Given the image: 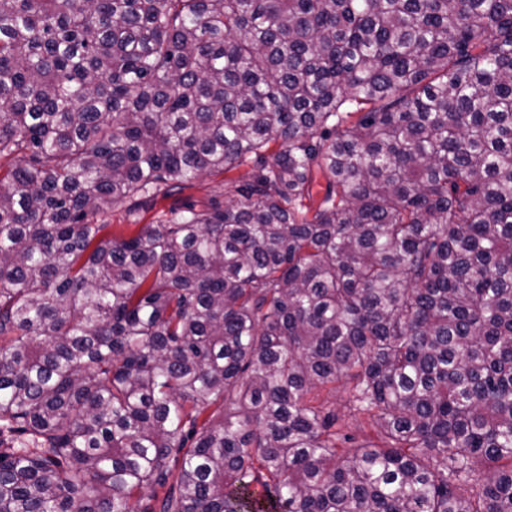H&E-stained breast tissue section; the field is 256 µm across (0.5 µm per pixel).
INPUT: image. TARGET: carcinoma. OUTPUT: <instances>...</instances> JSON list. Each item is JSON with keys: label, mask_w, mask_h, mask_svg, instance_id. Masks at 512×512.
<instances>
[{"label": "carcinoma", "mask_w": 512, "mask_h": 512, "mask_svg": "<svg viewBox=\"0 0 512 512\" xmlns=\"http://www.w3.org/2000/svg\"><path fill=\"white\" fill-rule=\"evenodd\" d=\"M2 158L0 512H512V0H0ZM212 197L224 201V174L204 176L176 195L180 201L192 202L197 208ZM173 198L159 200L153 210L140 212L137 217L129 216L127 214V203H119L112 206L108 214L107 220L112 224L110 232L114 235L128 236L137 230L138 226H126L124 224H150L155 221L160 211H167L171 205Z\"/></svg>", "instance_id": "carcinoma-1"}]
</instances>
